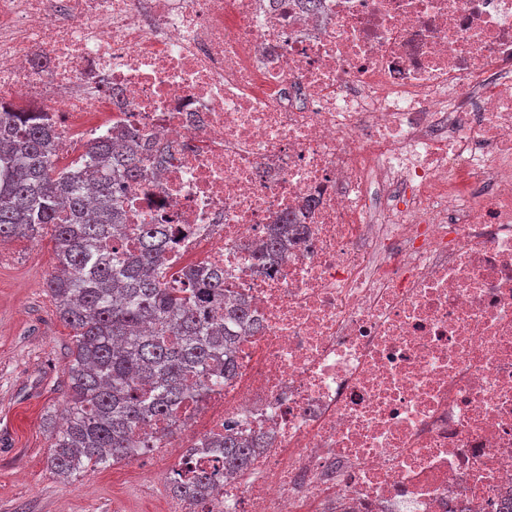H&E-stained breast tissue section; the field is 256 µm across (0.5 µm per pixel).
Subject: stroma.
<instances>
[{"label":"stroma","instance_id":"stroma-1","mask_svg":"<svg viewBox=\"0 0 512 512\" xmlns=\"http://www.w3.org/2000/svg\"><path fill=\"white\" fill-rule=\"evenodd\" d=\"M57 271L51 233L0 242V512H159L167 469L141 461L59 479L45 419L60 422L73 333L45 283Z\"/></svg>","mask_w":512,"mask_h":512}]
</instances>
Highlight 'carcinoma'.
<instances>
[{"instance_id":"obj_1","label":"carcinoma","mask_w":512,"mask_h":512,"mask_svg":"<svg viewBox=\"0 0 512 512\" xmlns=\"http://www.w3.org/2000/svg\"><path fill=\"white\" fill-rule=\"evenodd\" d=\"M55 139L45 113L0 110V241L52 230L58 272L45 288L74 332L69 407L52 426L48 456L51 470L68 479L146 447L138 431L154 421L169 433L177 429L179 409L235 376L238 332L260 326L245 301L226 291L221 270L168 274L167 224L140 225L131 253L108 251L124 221L118 189L142 179L143 148L132 143L112 154L92 140L79 160L62 167ZM290 230L299 232L288 223L271 235L260 263L288 249ZM259 449L258 441L224 436V474H244ZM219 480L197 470L171 484L192 502Z\"/></svg>"}]
</instances>
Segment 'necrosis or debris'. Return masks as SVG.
I'll return each mask as SVG.
<instances>
[{
    "instance_id": "obj_1",
    "label": "necrosis or debris",
    "mask_w": 512,
    "mask_h": 512,
    "mask_svg": "<svg viewBox=\"0 0 512 512\" xmlns=\"http://www.w3.org/2000/svg\"><path fill=\"white\" fill-rule=\"evenodd\" d=\"M58 152L124 127L163 152L116 250L166 224L261 329L182 434L173 512H498L512 493V0H0V104ZM303 234L262 266L282 217ZM260 442L244 443L232 435H224V475L244 474L254 463L260 449ZM219 480V474L215 471L197 470L182 475V477L174 474L171 484L173 493L177 497L192 502L209 494Z\"/></svg>"
}]
</instances>
